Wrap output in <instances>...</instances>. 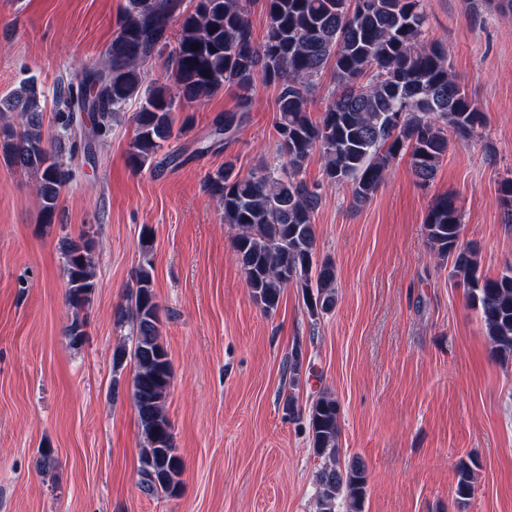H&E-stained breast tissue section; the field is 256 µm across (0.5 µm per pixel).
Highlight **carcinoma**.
Here are the masks:
<instances>
[{
    "mask_svg": "<svg viewBox=\"0 0 512 512\" xmlns=\"http://www.w3.org/2000/svg\"><path fill=\"white\" fill-rule=\"evenodd\" d=\"M263 41L255 44L247 0H126L119 32L97 68L83 69L77 83L54 94L57 134L44 138L42 98L33 82L0 99V158L37 180L42 222L53 223L61 190L73 179L70 161L82 149V113L92 118L93 135L109 136L114 115L134 99L135 135L130 165L140 170L174 134L175 112L183 103H203L234 86L242 111L219 118L214 136L228 140L246 122L249 92L256 78L277 91L275 122L280 162L242 175L235 164L205 177L210 195L235 229L234 251L252 299L275 311L284 290L302 291L309 316L330 312L337 301L336 270L318 260L314 214L323 184L347 185L353 203L368 202L390 166L410 159L416 181L426 185L448 153V132L469 141L479 136L483 113L451 73L448 52L425 39L424 0H262ZM180 36L165 65L166 82L143 87L139 62L169 44L173 24ZM198 49H192V46ZM331 72L329 103L312 118L308 107L317 80ZM323 159V183L310 185L302 173L313 153ZM499 205L512 224V177L503 179ZM462 215L451 194L436 197L425 224L438 258L463 277L471 306L478 310L493 348L512 356V267L497 277L480 273L478 251L459 244ZM96 240L83 232L60 243L70 311L65 333L74 344L85 334L81 312L97 288ZM132 323L133 344L112 351L113 372L133 364L130 397L143 445L139 486L148 494L173 495L181 487L183 461L174 443L166 401L173 378L160 338L159 306L149 259L134 275L127 305L117 322ZM302 351L288 359L289 386L299 385ZM340 405L336 398L314 399L306 413L315 454L324 459L316 475L317 512H362L368 491L365 466L341 461ZM457 495L472 491V471L457 465Z\"/></svg>",
    "mask_w": 512,
    "mask_h": 512,
    "instance_id": "obj_1",
    "label": "carcinoma"
}]
</instances>
